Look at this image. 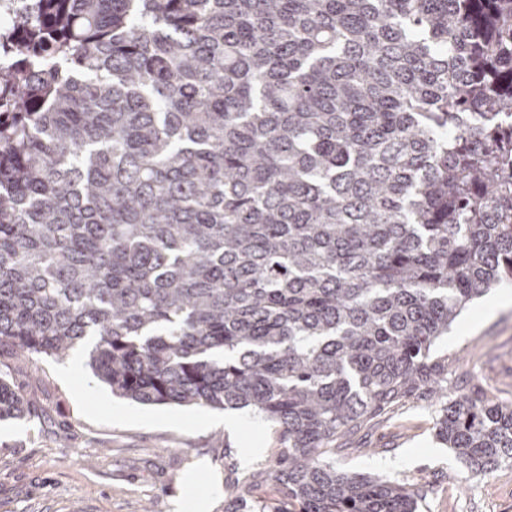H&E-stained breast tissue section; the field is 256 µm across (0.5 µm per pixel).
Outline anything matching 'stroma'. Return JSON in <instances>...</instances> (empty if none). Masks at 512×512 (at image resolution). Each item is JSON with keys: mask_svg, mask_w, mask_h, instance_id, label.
I'll use <instances>...</instances> for the list:
<instances>
[{"mask_svg": "<svg viewBox=\"0 0 512 512\" xmlns=\"http://www.w3.org/2000/svg\"><path fill=\"white\" fill-rule=\"evenodd\" d=\"M462 312L438 346L448 387L512 402V306L478 318ZM9 379L32 415L0 421V512H224L231 464L256 462L274 445L273 427L235 411L141 405L114 398L87 367L49 357L9 360ZM437 412L410 398L344 440L339 468L378 475L418 494V512H512V466L452 481L463 466L435 435Z\"/></svg>", "mask_w": 512, "mask_h": 512, "instance_id": "1", "label": "stroma"}]
</instances>
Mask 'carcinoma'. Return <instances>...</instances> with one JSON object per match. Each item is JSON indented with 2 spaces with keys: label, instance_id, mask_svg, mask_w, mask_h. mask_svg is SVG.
Segmentation results:
<instances>
[{
  "label": "carcinoma",
  "instance_id": "1",
  "mask_svg": "<svg viewBox=\"0 0 512 512\" xmlns=\"http://www.w3.org/2000/svg\"><path fill=\"white\" fill-rule=\"evenodd\" d=\"M1 50L0 356L270 423L224 512H416L336 467L411 397L512 465V403L434 352L512 280V0H17Z\"/></svg>",
  "mask_w": 512,
  "mask_h": 512
}]
</instances>
